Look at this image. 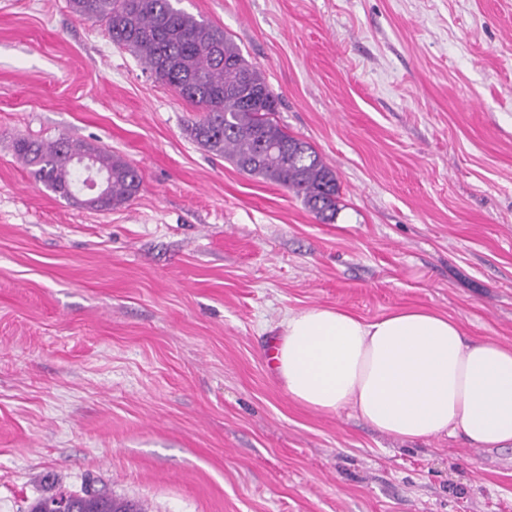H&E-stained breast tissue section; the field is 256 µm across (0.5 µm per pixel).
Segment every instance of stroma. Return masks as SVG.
Instances as JSON below:
<instances>
[{
  "label": "stroma",
  "mask_w": 512,
  "mask_h": 512,
  "mask_svg": "<svg viewBox=\"0 0 512 512\" xmlns=\"http://www.w3.org/2000/svg\"><path fill=\"white\" fill-rule=\"evenodd\" d=\"M224 28L335 171V220L189 133L69 0H0V512L106 486L146 512H512V447L402 441L288 399L291 310L401 307L512 346V0H181ZM138 169L97 211L20 137Z\"/></svg>",
  "instance_id": "35a3bbf8"
}]
</instances>
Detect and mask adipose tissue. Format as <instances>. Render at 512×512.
Listing matches in <instances>:
<instances>
[{"label": "adipose tissue", "mask_w": 512, "mask_h": 512, "mask_svg": "<svg viewBox=\"0 0 512 512\" xmlns=\"http://www.w3.org/2000/svg\"><path fill=\"white\" fill-rule=\"evenodd\" d=\"M270 359L289 398L351 409L402 440L463 435L512 444V346L467 340L451 317L401 308L373 321L329 307L289 312Z\"/></svg>", "instance_id": "adipose-tissue-1"}]
</instances>
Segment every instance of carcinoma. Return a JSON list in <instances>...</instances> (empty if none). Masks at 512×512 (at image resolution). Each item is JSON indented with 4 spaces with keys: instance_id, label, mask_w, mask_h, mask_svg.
Here are the masks:
<instances>
[{
    "instance_id": "carcinoma-1",
    "label": "carcinoma",
    "mask_w": 512,
    "mask_h": 512,
    "mask_svg": "<svg viewBox=\"0 0 512 512\" xmlns=\"http://www.w3.org/2000/svg\"><path fill=\"white\" fill-rule=\"evenodd\" d=\"M70 6L78 16L104 24L112 42L133 51L156 82L201 108L190 133L208 152L292 191L317 218L336 217V173L309 143L274 119L279 96L223 28L177 7L175 0H70ZM14 151L36 181L67 200L66 185L74 177L71 158L77 155H91L109 176L107 208L130 200L141 186L133 166L66 137L19 138ZM73 506L75 512H146L93 487L76 494Z\"/></svg>"
}]
</instances>
